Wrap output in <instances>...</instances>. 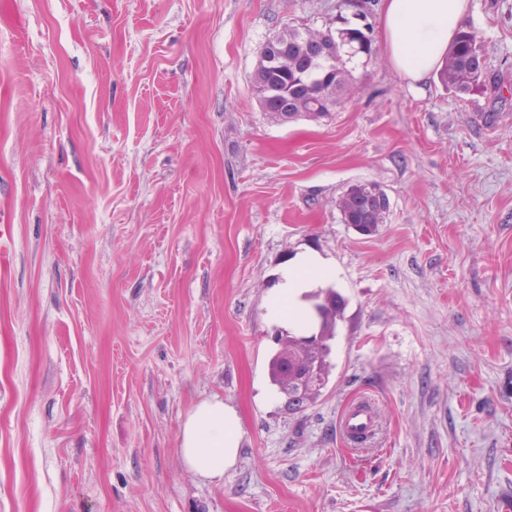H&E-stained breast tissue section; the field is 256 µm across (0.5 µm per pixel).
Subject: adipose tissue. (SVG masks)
<instances>
[{
    "label": "adipose tissue",
    "instance_id": "ef3b65f1",
    "mask_svg": "<svg viewBox=\"0 0 512 512\" xmlns=\"http://www.w3.org/2000/svg\"><path fill=\"white\" fill-rule=\"evenodd\" d=\"M469 4L470 0H383L382 36L396 71L417 83L439 70L467 24ZM337 280L335 266L317 253L304 252L288 259L266 296L270 321L294 333L310 330L313 321L305 294ZM242 437L237 409L212 396L185 415L178 438L179 456L189 472L219 483L236 465Z\"/></svg>",
    "mask_w": 512,
    "mask_h": 512
}]
</instances>
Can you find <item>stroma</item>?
I'll use <instances>...</instances> for the list:
<instances>
[{"label": "stroma", "instance_id": "obj_1", "mask_svg": "<svg viewBox=\"0 0 512 512\" xmlns=\"http://www.w3.org/2000/svg\"><path fill=\"white\" fill-rule=\"evenodd\" d=\"M352 13L0 0V512H512V0H470L499 94L412 83L377 40L331 118L274 121L260 47ZM355 183L389 199L370 235L337 206ZM308 249L345 307L292 412L265 297ZM213 395L243 425L218 484L178 454ZM338 426L342 437L349 443L352 435L374 431L376 416L372 406L364 400L350 404L342 412Z\"/></svg>", "mask_w": 512, "mask_h": 512}]
</instances>
